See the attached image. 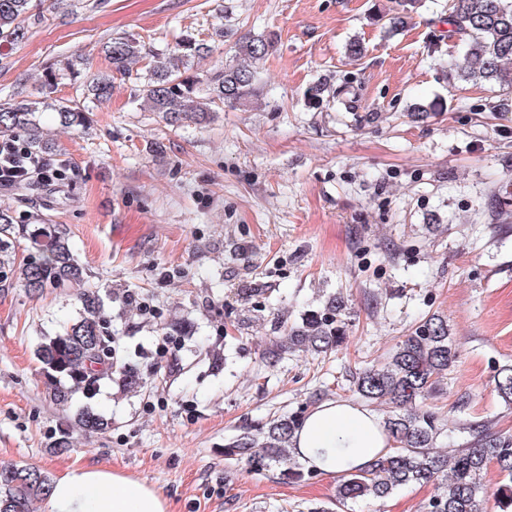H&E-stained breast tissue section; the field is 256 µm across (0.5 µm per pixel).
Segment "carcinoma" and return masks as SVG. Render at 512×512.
<instances>
[{"instance_id": "obj_1", "label": "carcinoma", "mask_w": 512, "mask_h": 512, "mask_svg": "<svg viewBox=\"0 0 512 512\" xmlns=\"http://www.w3.org/2000/svg\"><path fill=\"white\" fill-rule=\"evenodd\" d=\"M30 0H0V40L23 36V22ZM449 23L463 41V50L451 76L477 84L489 83L512 89V0H448ZM274 47L270 36L246 38L239 47L236 63L206 77L192 71V59L210 52L207 45L187 35L170 48L145 50L129 37L105 43L104 53L111 73L81 78V68L68 60L62 68L49 66L40 81L39 96L0 105V138L15 139L34 153L51 151L48 129L37 113L51 110L64 129H85L93 122L92 112L69 99L53 97L63 76L81 84V95L103 103L112 95V73L126 76L130 64L147 60L140 89L141 106L157 112L169 124L186 119L202 120L226 107L252 108L262 101L264 83L257 62ZM30 211L0 208V283L17 280L33 293L65 285H83L86 270L78 261L69 238L55 224H38ZM28 241L27 254L16 261L19 238ZM81 313L77 320L37 351L43 374L49 382L57 376L69 378L67 389L50 385L53 397L66 402L77 390L91 393L101 382L118 379L125 388L138 387L141 373L131 365L115 368L112 334L106 327L103 303L97 291L84 288L78 295ZM329 315L311 312L302 326L290 329L286 341L273 353L303 347L325 352L346 339L342 321L336 319V303ZM457 359L448 324L431 316L400 342L383 363L372 365L353 377L354 391L369 403L393 405L383 421L393 446L364 469L342 474L336 486V509L351 510L363 501H384L405 487L424 486L440 479L447 490L429 500L428 512H482V479L490 467L504 477L498 488L500 512H512V434L478 431L463 448L435 450L438 428L432 413L419 403L436 389ZM495 390L512 404V365H504L495 376ZM85 433H102L110 422L90 407L75 419ZM302 422L295 416H278L257 427L244 429L225 445L224 456L253 471L270 468L279 474L302 478L304 471L295 458L292 443ZM52 481L35 467L0 468V512H30L33 501L49 495Z\"/></svg>"}]
</instances>
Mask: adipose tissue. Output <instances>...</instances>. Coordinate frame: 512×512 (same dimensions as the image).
Listing matches in <instances>:
<instances>
[{
	"label": "adipose tissue",
	"mask_w": 512,
	"mask_h": 512,
	"mask_svg": "<svg viewBox=\"0 0 512 512\" xmlns=\"http://www.w3.org/2000/svg\"><path fill=\"white\" fill-rule=\"evenodd\" d=\"M390 441L369 409L345 402L316 405L295 437L300 458L324 473L354 470L384 454ZM50 512H166L150 486L116 471L78 466L57 477Z\"/></svg>",
	"instance_id": "adipose-tissue-1"
}]
</instances>
